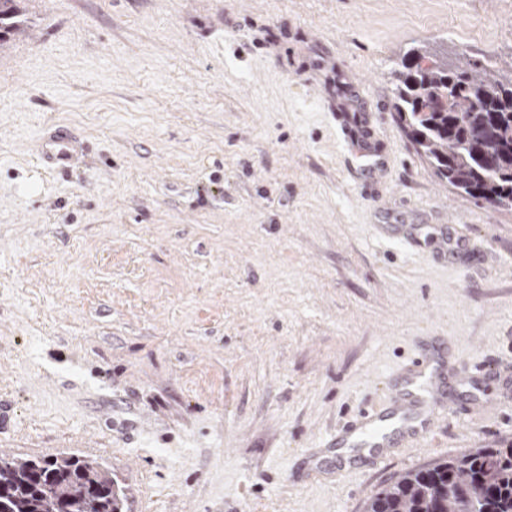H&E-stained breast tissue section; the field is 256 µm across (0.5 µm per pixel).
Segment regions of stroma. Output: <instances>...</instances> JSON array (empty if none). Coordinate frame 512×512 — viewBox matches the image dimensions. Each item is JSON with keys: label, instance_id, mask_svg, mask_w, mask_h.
Listing matches in <instances>:
<instances>
[{"label": "stroma", "instance_id": "1", "mask_svg": "<svg viewBox=\"0 0 512 512\" xmlns=\"http://www.w3.org/2000/svg\"><path fill=\"white\" fill-rule=\"evenodd\" d=\"M0 46V454L106 463L127 512H364L512 444V398L348 465L330 445L431 337L512 362V211L394 112L423 46L512 66V0H25ZM357 115L388 166L361 169ZM87 144L44 171L48 125Z\"/></svg>", "mask_w": 512, "mask_h": 512}]
</instances>
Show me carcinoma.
I'll use <instances>...</instances> for the list:
<instances>
[{"label": "carcinoma", "instance_id": "1", "mask_svg": "<svg viewBox=\"0 0 512 512\" xmlns=\"http://www.w3.org/2000/svg\"><path fill=\"white\" fill-rule=\"evenodd\" d=\"M18 0H0V41L20 29ZM396 74L397 120L457 192L512 210V69L462 52L421 47ZM125 487L105 464L75 454L0 456V512H124ZM365 512H512V446L465 448L378 492Z\"/></svg>", "mask_w": 512, "mask_h": 512}]
</instances>
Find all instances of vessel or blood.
<instances>
[{
    "label": "vessel or blood",
    "instance_id": "obj_1",
    "mask_svg": "<svg viewBox=\"0 0 512 512\" xmlns=\"http://www.w3.org/2000/svg\"><path fill=\"white\" fill-rule=\"evenodd\" d=\"M83 151V144L68 128L49 127L40 133L36 159L46 170L67 171ZM463 371L462 362L449 356L443 344H432L401 368L383 408L350 422L337 435V445L365 448L380 458L391 449L427 440L448 414L450 375Z\"/></svg>",
    "mask_w": 512,
    "mask_h": 512
}]
</instances>
